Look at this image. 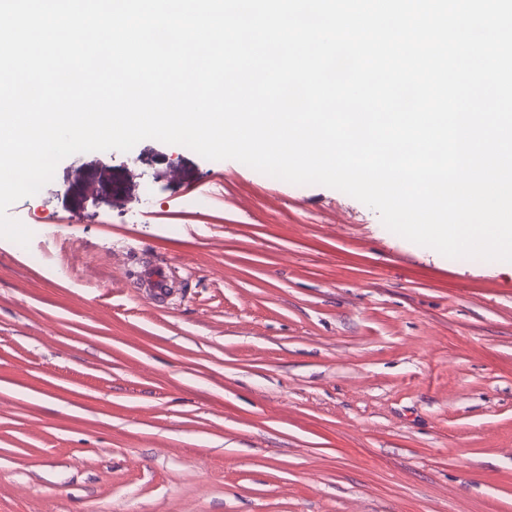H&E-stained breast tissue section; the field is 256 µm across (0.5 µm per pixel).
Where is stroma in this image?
<instances>
[{"instance_id":"1","label":"stroma","mask_w":512,"mask_h":512,"mask_svg":"<svg viewBox=\"0 0 512 512\" xmlns=\"http://www.w3.org/2000/svg\"><path fill=\"white\" fill-rule=\"evenodd\" d=\"M9 214L0 512H512V262L155 139ZM136 288H148L156 297L164 295L170 288L168 279V265L166 263H155L144 268L140 282Z\"/></svg>"}]
</instances>
